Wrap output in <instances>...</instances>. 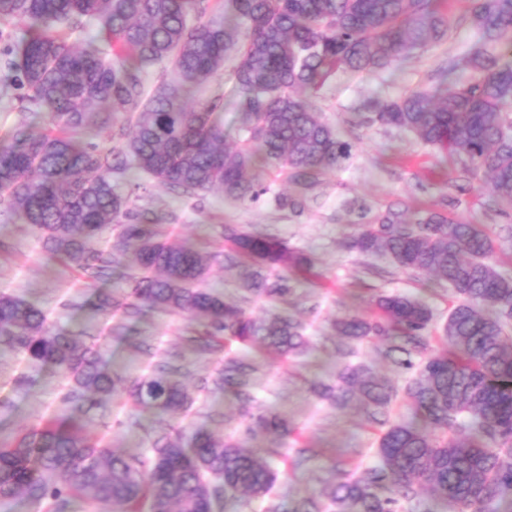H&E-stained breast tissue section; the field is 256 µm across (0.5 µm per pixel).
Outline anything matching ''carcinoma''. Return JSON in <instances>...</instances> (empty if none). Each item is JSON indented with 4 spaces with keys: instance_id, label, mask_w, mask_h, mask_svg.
I'll use <instances>...</instances> for the list:
<instances>
[{
    "instance_id": "carcinoma-1",
    "label": "carcinoma",
    "mask_w": 512,
    "mask_h": 512,
    "mask_svg": "<svg viewBox=\"0 0 512 512\" xmlns=\"http://www.w3.org/2000/svg\"><path fill=\"white\" fill-rule=\"evenodd\" d=\"M16 19L27 21L28 36L3 49L12 79L0 99L47 113L51 131L20 122L0 142V205L39 236L46 253L90 274L96 312L184 314L206 335L239 343L214 383L235 388L242 430L221 440L185 422L193 399L179 372L160 366L131 380L115 375L97 347L52 327L35 304L1 293L0 348L71 385L48 421L0 441V502L24 495L51 512H71L76 500L137 512L147 499L151 512H220L240 494L268 496L280 473L247 440L285 438L295 427L254 405L250 348L289 362L307 354L305 327L284 304L292 275L312 270L314 260L284 239L224 226V263L272 307L255 319L200 287L207 264L197 247L171 243L163 217L136 207L113 177L140 173L184 196L218 191L257 201L269 188L256 169L278 167L292 191L273 201L301 214L322 178L351 154L303 93L342 73L394 70L447 39L452 20L437 0H0V22ZM467 20L478 35L470 80L449 79L461 65L451 60L431 87L368 101L364 119L409 132L465 172L488 176L495 203L509 213L512 0H472ZM89 23L99 40L78 37ZM231 56L237 124L230 148L224 93L193 106L187 97ZM156 68L161 77L151 89L147 77ZM112 128L117 144L100 146L96 139ZM361 219L350 248L450 287L457 302L442 329L448 346L424 356L433 313L411 296L379 295L373 315L336 321L348 362L315 393L339 408L358 401L381 427L377 462L295 512H402L416 507L422 491L442 512H495L512 493V277L497 269L493 242L478 224L433 208L411 216L388 209L373 220L364 211ZM114 227L118 238L109 245L105 235ZM129 245L130 287L116 297L103 286L114 252ZM367 339L385 340L387 354H400L394 364L410 372L402 388L349 362ZM400 392L410 419L390 415ZM125 396L159 425L144 456H120L88 440L76 418Z\"/></svg>"
}]
</instances>
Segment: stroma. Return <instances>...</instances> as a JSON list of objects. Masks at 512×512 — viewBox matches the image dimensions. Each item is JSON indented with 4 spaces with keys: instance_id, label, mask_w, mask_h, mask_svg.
<instances>
[{
    "instance_id": "obj_1",
    "label": "stroma",
    "mask_w": 512,
    "mask_h": 512,
    "mask_svg": "<svg viewBox=\"0 0 512 512\" xmlns=\"http://www.w3.org/2000/svg\"><path fill=\"white\" fill-rule=\"evenodd\" d=\"M470 0H442L440 8L454 19L447 41L407 60L393 72L341 74L311 101L319 116L335 126L352 146L344 164L328 174L314 191L308 209L300 215L276 209L268 199L230 202L218 193L204 198L175 197L165 187L146 183L138 205L172 212V242L190 238L205 243L214 254L204 285L225 301L241 304L248 314L261 317L268 310L242 289L234 272L224 267V227L263 230L289 245L314 253L311 272L298 274L290 298L311 338L303 363H291L255 353L257 371L253 393L265 409L287 418L298 438H287V455L272 454L269 438L251 441L261 457L280 472L273 497L281 512H293L296 503L336 484L341 473H359L374 461L379 427L368 422L356 406L334 409L320 400L312 385L330 381L343 362L336 319L371 312L379 294L400 293L425 300L434 319L429 329L432 348L442 345V325L454 304L445 285L426 274L402 272L382 259L366 258L346 248L359 230L358 209L370 214L388 208L435 207L451 218L481 225L495 245L499 270L512 277V216L493 205L484 176L464 178L460 166L437 151L420 145L400 130L358 124L355 112L363 100L401 97L425 87L441 63L465 56L477 40L467 21ZM74 265L49 258L25 225L0 207V292L23 297L50 313L56 328L82 334L85 343L98 344L114 372L136 376L162 361L180 367L191 394L196 426L225 437L237 427L238 402L231 390L213 380L224 365L228 343L218 342L199 353L189 346L194 327L189 317L146 309L138 319L123 315L104 318L90 304L93 289ZM67 378L50 368L24 361L0 350V436L11 438L38 423L56 408ZM85 435L107 438L114 450L126 455L144 453L149 444L152 415L122 399L86 410L81 416ZM308 459L296 465L298 449Z\"/></svg>"
}]
</instances>
